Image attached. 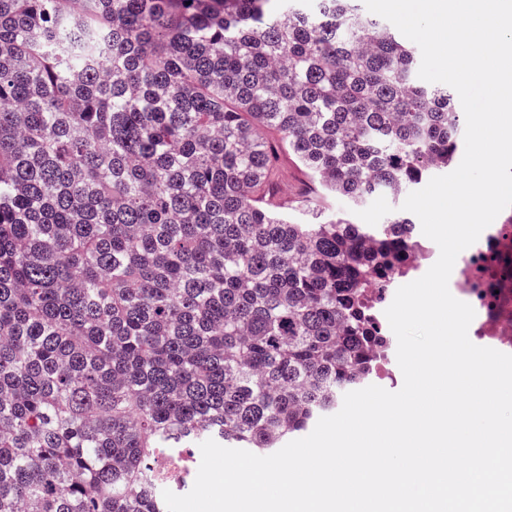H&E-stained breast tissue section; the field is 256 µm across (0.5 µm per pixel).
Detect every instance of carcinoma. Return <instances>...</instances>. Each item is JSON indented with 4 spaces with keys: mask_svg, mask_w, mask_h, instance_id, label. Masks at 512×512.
Returning a JSON list of instances; mask_svg holds the SVG:
<instances>
[{
    "mask_svg": "<svg viewBox=\"0 0 512 512\" xmlns=\"http://www.w3.org/2000/svg\"><path fill=\"white\" fill-rule=\"evenodd\" d=\"M416 65L352 0H0V512H167L155 449L265 453L375 377L416 224L325 200L454 163ZM277 170L279 197L282 199L284 193L288 192L289 204L300 200L309 186L308 180L295 158L292 155H288L285 151L282 152L277 161ZM283 201L286 202L285 200ZM409 213L412 216L414 224H416V231L421 239L428 240L435 245L436 262L439 256L438 246L422 234L419 219L413 213ZM435 262L433 247L428 243L422 242L420 248L413 252L407 261V269L405 270V273H399L385 288H366L365 304L371 313L370 319L375 329H377L378 332H383V335L381 336L391 335V329L385 316V310L392 303L397 289L400 286L410 283L423 276Z\"/></svg>",
    "mask_w": 512,
    "mask_h": 512,
    "instance_id": "obj_1",
    "label": "carcinoma"
}]
</instances>
